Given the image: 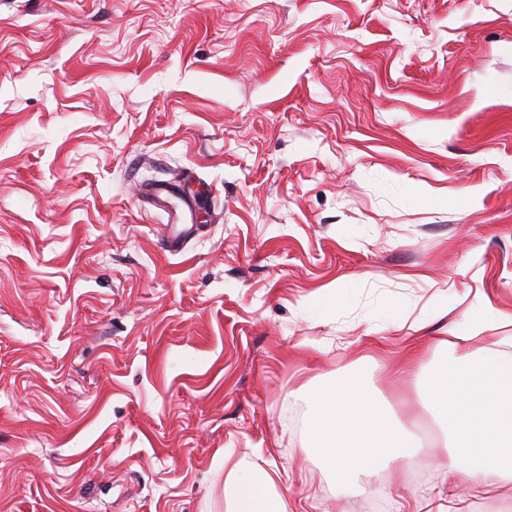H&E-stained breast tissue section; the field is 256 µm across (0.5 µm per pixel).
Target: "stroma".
<instances>
[{"label":"stroma","instance_id":"obj_1","mask_svg":"<svg viewBox=\"0 0 512 512\" xmlns=\"http://www.w3.org/2000/svg\"><path fill=\"white\" fill-rule=\"evenodd\" d=\"M163 179L215 200L176 254ZM466 287L512 308V0H0V512H228L258 449L288 512H397L305 480L306 390L409 421L373 340ZM343 290L345 288L339 285L325 288L323 294L315 296L307 302L304 311L313 315L327 313L331 307H335L343 299Z\"/></svg>","mask_w":512,"mask_h":512}]
</instances>
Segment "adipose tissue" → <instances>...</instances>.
<instances>
[{
    "label": "adipose tissue",
    "instance_id": "obj_1",
    "mask_svg": "<svg viewBox=\"0 0 512 512\" xmlns=\"http://www.w3.org/2000/svg\"><path fill=\"white\" fill-rule=\"evenodd\" d=\"M443 335L436 349L447 362H421L417 352L432 325ZM400 337L401 368L415 379L417 404L440 429L449 481L464 477L475 491L512 484V311L477 294L461 316L446 299L423 308ZM303 454H318L337 483L366 492L381 473L396 477L398 464L417 446L412 427L395 424L389 411L354 377L309 390ZM278 471L262 451L237 459L224 478L232 512H287L276 487Z\"/></svg>",
    "mask_w": 512,
    "mask_h": 512
}]
</instances>
